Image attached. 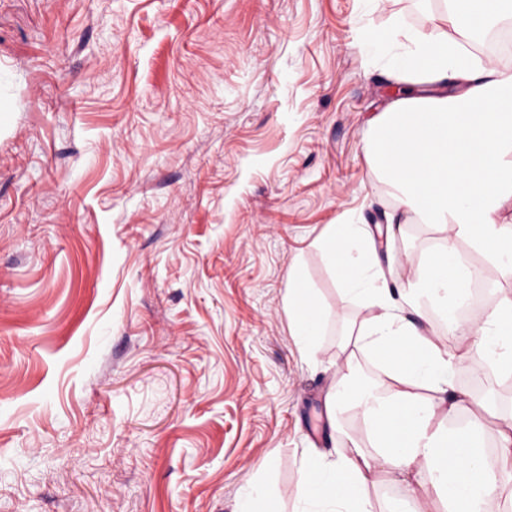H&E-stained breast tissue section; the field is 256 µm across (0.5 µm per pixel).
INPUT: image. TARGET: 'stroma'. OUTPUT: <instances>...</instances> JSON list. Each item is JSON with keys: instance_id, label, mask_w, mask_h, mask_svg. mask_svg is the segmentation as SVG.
<instances>
[{"instance_id": "1", "label": "stroma", "mask_w": 512, "mask_h": 512, "mask_svg": "<svg viewBox=\"0 0 512 512\" xmlns=\"http://www.w3.org/2000/svg\"><path fill=\"white\" fill-rule=\"evenodd\" d=\"M415 0H0V512H298L368 436L327 396L372 310L319 247L384 226L398 95L368 30ZM406 224L394 251L441 247ZM324 328L301 353L288 282Z\"/></svg>"}]
</instances>
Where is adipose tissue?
<instances>
[{"instance_id":"ef3b65f1","label":"adipose tissue","mask_w":512,"mask_h":512,"mask_svg":"<svg viewBox=\"0 0 512 512\" xmlns=\"http://www.w3.org/2000/svg\"><path fill=\"white\" fill-rule=\"evenodd\" d=\"M444 27L407 31L392 56L393 78L409 84L382 112L366 152L393 190L387 224L443 225L447 246L416 258L391 253L408 270L390 279L375 234L362 224H335L321 242L344 294L376 308L358 340L384 374L361 382L352 362L336 371L334 409L359 410L371 448L352 444L335 460L314 456L303 469V512H376L365 488L376 476L428 472L432 490L416 510L500 512L512 501V416L456 388L452 377L473 356L512 373V290L498 289L478 322L449 310L472 271L459 253L465 241L512 279V69L465 48L476 30L512 25V0H437ZM288 314L304 351L323 330V312L301 278L288 285ZM447 344H440V336ZM498 440L496 456L483 443Z\"/></svg>"}]
</instances>
